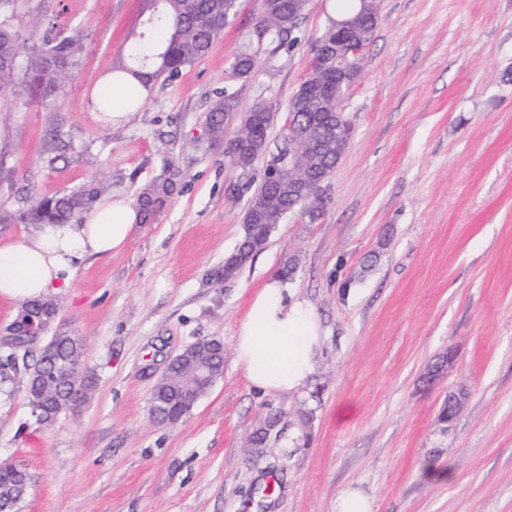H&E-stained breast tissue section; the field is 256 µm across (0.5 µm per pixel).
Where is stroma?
Listing matches in <instances>:
<instances>
[{
    "label": "stroma",
    "instance_id": "35a3bbf8",
    "mask_svg": "<svg viewBox=\"0 0 512 512\" xmlns=\"http://www.w3.org/2000/svg\"><path fill=\"white\" fill-rule=\"evenodd\" d=\"M143 8L22 0L15 21L22 48L57 27L85 49L51 108L0 103V210L90 184L132 201L179 171L155 223L53 295L86 345L93 383L79 403L41 426L23 377L0 396V463L33 476L20 512H336L348 488L371 512H512V0H380L321 218L288 214L221 284L210 275L243 234L250 192L231 193L237 174L206 115L235 90L242 110L267 104L277 137L331 0H308L299 44L260 53L246 80L230 63L260 0H239L207 55L106 125L89 97ZM287 265L323 343L299 393L261 394L234 363V336L250 296ZM203 337L224 344L222 377L183 422L160 421L158 380ZM450 350L454 364L428 380ZM457 392L459 412L441 421Z\"/></svg>",
    "mask_w": 512,
    "mask_h": 512
}]
</instances>
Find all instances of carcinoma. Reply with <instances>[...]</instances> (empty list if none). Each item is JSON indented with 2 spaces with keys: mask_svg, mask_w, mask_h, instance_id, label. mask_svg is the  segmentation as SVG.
I'll use <instances>...</instances> for the list:
<instances>
[{
  "mask_svg": "<svg viewBox=\"0 0 512 512\" xmlns=\"http://www.w3.org/2000/svg\"><path fill=\"white\" fill-rule=\"evenodd\" d=\"M148 16L146 30L131 34L127 54L116 61L113 72H123L149 88L159 81L171 82L182 69L203 56L238 13V0H145ZM18 0H0V100L25 95L42 104L62 92L79 64L83 50L78 35L57 32L46 35L33 45L24 63L21 79L16 71L1 63L19 56V35L14 29ZM307 0H262L261 12L252 28L246 32L247 46L237 52L230 63L232 71L249 78L258 65L252 45L264 46L269 55L292 50L300 42L298 21ZM367 8L364 0H335L334 14L317 40H336V23L353 19ZM51 54L58 60L55 66L43 63ZM306 84H301L289 102V125L310 129L313 142V163L306 169L310 184H326L342 159L352 134V127H342L336 121V108L326 107L318 98H302ZM240 100L235 93H224L210 108L207 127L215 142L228 140L224 115L239 111ZM271 112L262 103L254 104L241 113L239 133L249 137L250 152L239 156L227 153L229 164L243 172L255 171L257 162L267 155L288 150L289 129L283 127L275 139L269 138ZM178 171L167 178L142 188L136 196V206L143 214V223L157 220L171 201L176 188ZM294 174L273 158L265 165L254 194L244 213L243 234L236 249L224 259V266L213 272L218 282L234 279L255 254L266 245L276 224L301 204L288 193V181ZM102 193L98 186L76 192L62 193L36 200L29 207L15 212H0V223L68 224L78 221L88 212ZM49 325L47 342L41 354L32 359L26 377V392L31 414L41 425L52 424L78 402L77 394L91 384V374L83 370L85 345L83 339L58 322V305L52 299H33L21 306ZM207 359L219 366L224 363V347L213 339H200L184 350L183 359L174 366L175 373L186 365ZM210 388L206 381H193L182 387L170 383L156 389L151 405L152 414L165 420L168 414L192 409L197 397ZM31 475L12 464H0V512H18L19 504L28 492Z\"/></svg>",
  "mask_w": 512,
  "mask_h": 512,
  "instance_id": "obj_1",
  "label": "carcinoma"
}]
</instances>
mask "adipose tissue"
Instances as JSON below:
<instances>
[{"mask_svg": "<svg viewBox=\"0 0 512 512\" xmlns=\"http://www.w3.org/2000/svg\"><path fill=\"white\" fill-rule=\"evenodd\" d=\"M145 89L131 77H107L94 87V106L109 103L103 121H124L119 105ZM126 199H106L82 222L51 224L18 243L0 244V296L24 300L69 287L75 270L94 256L121 251L140 223ZM322 343L319 319L307 300L281 278L270 277L249 301L234 338L235 363L261 393L289 395L310 380Z\"/></svg>", "mask_w": 512, "mask_h": 512, "instance_id": "obj_1", "label": "adipose tissue"}]
</instances>
